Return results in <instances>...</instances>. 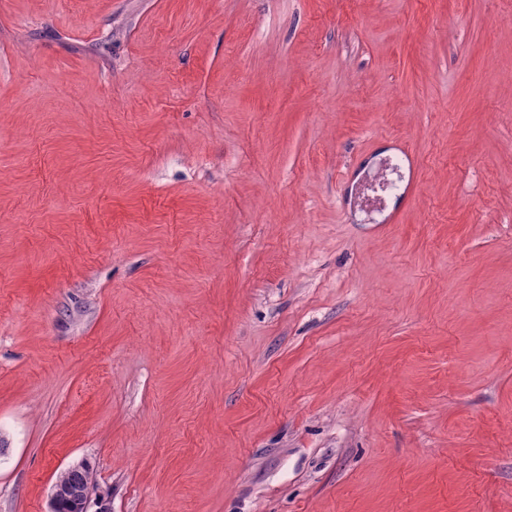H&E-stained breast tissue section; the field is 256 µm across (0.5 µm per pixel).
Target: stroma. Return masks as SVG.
<instances>
[{
    "label": "stroma",
    "instance_id": "obj_1",
    "mask_svg": "<svg viewBox=\"0 0 512 512\" xmlns=\"http://www.w3.org/2000/svg\"><path fill=\"white\" fill-rule=\"evenodd\" d=\"M0 437V512H512V0H0ZM56 481L62 483L68 489V495H75L77 497H84L93 488L92 473L84 465L61 472ZM68 495L55 483L50 498V510L48 511L59 512L62 499L67 498Z\"/></svg>",
    "mask_w": 512,
    "mask_h": 512
}]
</instances>
